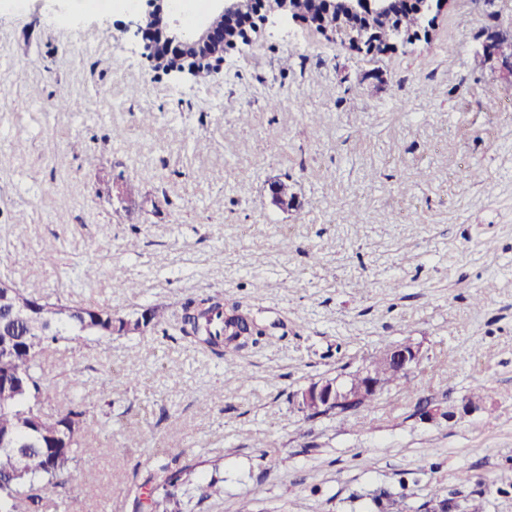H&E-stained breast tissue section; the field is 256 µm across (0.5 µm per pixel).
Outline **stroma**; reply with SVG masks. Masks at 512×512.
Masks as SVG:
<instances>
[{"label": "stroma", "instance_id": "obj_1", "mask_svg": "<svg viewBox=\"0 0 512 512\" xmlns=\"http://www.w3.org/2000/svg\"><path fill=\"white\" fill-rule=\"evenodd\" d=\"M123 18L0 0V279L121 313L219 293L286 333L221 358L151 330L59 344L47 382L89 408L67 512H133L126 487L174 458L224 479L185 512H372L383 489L422 512L439 487L512 512V73L478 38L512 36V0H451L370 56L269 27L204 81L155 72ZM401 341L416 392L298 411ZM477 385L490 408L461 422L416 411Z\"/></svg>", "mask_w": 512, "mask_h": 512}]
</instances>
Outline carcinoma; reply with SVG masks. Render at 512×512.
I'll return each instance as SVG.
<instances>
[{"label": "carcinoma", "mask_w": 512, "mask_h": 512, "mask_svg": "<svg viewBox=\"0 0 512 512\" xmlns=\"http://www.w3.org/2000/svg\"><path fill=\"white\" fill-rule=\"evenodd\" d=\"M432 18L425 12H402L387 22L384 35L403 45L409 37L429 26ZM491 41L497 58L512 65V38L482 30ZM24 302L41 304V316L52 335L38 337L39 349L27 343L25 327L20 325L11 336L0 335V342L12 343L9 351H0V434H14V448L0 449V512H46L47 504L67 496L81 480L78 457L86 445V403L73 394L53 395L45 383L44 361L61 342L80 343L90 332L83 317L97 319L98 339L109 341L114 336H135L147 328L180 339L207 350L218 357L238 351L248 344L256 345L274 335L278 324L266 323L239 302L229 303L220 294H204L188 300L178 314L166 315L155 306L138 315L119 314L107 307L91 304L70 305L55 300L43 291V285L32 282L17 289ZM384 346L372 357L382 387L391 384L412 387L411 374H399L385 362ZM207 499L224 492L223 480L213 477L206 484L197 481L195 467H173L164 463L149 473L142 482L132 483L127 496L133 498L135 512H182L183 498L190 490Z\"/></svg>", "instance_id": "carcinoma-1"}]
</instances>
